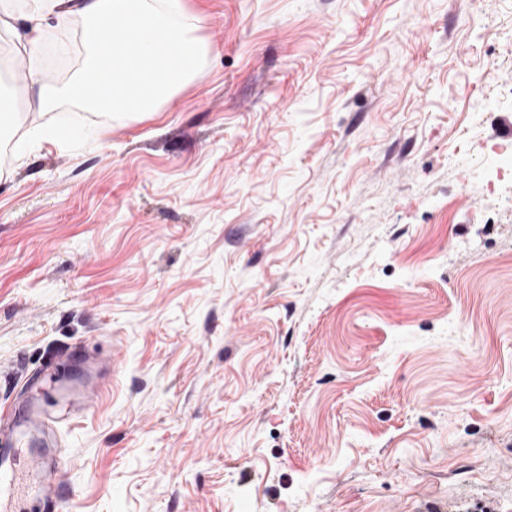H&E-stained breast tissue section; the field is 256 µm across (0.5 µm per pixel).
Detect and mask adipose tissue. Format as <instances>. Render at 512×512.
Segmentation results:
<instances>
[{
	"label": "adipose tissue",
	"instance_id": "adipose-tissue-1",
	"mask_svg": "<svg viewBox=\"0 0 512 512\" xmlns=\"http://www.w3.org/2000/svg\"><path fill=\"white\" fill-rule=\"evenodd\" d=\"M199 20L185 0H0V32L28 60L27 109L42 112L62 99L99 112H153L193 77L206 46L193 37ZM78 26L81 66L60 84L42 78L50 33Z\"/></svg>",
	"mask_w": 512,
	"mask_h": 512
}]
</instances>
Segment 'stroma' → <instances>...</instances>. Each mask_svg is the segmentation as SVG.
Listing matches in <instances>:
<instances>
[{
    "label": "stroma",
    "instance_id": "1",
    "mask_svg": "<svg viewBox=\"0 0 512 512\" xmlns=\"http://www.w3.org/2000/svg\"><path fill=\"white\" fill-rule=\"evenodd\" d=\"M186 6L158 111L0 135V409L111 356L59 425L69 512H512V182L470 158L512 126V0ZM50 380L52 383L58 384V389H64L65 391L69 392L70 395L75 394L78 396L84 405L92 402L101 389L100 385L96 382L91 372H88L83 384L76 390H71L68 387L62 385L54 374L50 375Z\"/></svg>",
    "mask_w": 512,
    "mask_h": 512
}]
</instances>
